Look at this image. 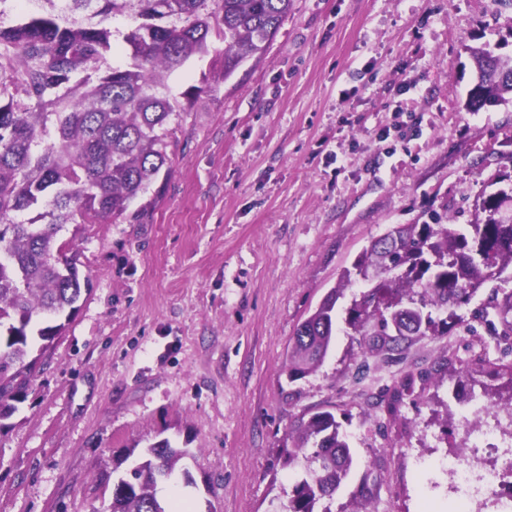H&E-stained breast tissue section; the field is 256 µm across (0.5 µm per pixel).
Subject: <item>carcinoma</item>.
Returning <instances> with one entry per match:
<instances>
[{"instance_id": "obj_1", "label": "carcinoma", "mask_w": 512, "mask_h": 512, "mask_svg": "<svg viewBox=\"0 0 512 512\" xmlns=\"http://www.w3.org/2000/svg\"><path fill=\"white\" fill-rule=\"evenodd\" d=\"M292 0H35L37 13L0 24V428L23 402L43 358L90 295L76 249L58 242L65 224H106L127 217L168 166L166 138L179 118L167 76L209 54L211 36L230 77L261 53L288 16ZM131 25L112 31V20ZM125 52L131 62L113 66ZM476 82L466 108L512 102V57L471 50ZM461 230L448 216L399 224L370 242L316 309L297 327L288 378L319 369L336 335V305L352 293L345 323L362 354L401 359L422 336L448 331L463 307L490 288L473 318L493 336L512 337V289L491 271L512 269V214L488 197ZM38 354H32L33 345ZM283 464L304 460L309 474L286 512H317L348 477L349 437L330 411L299 418ZM187 451L167 439L115 483L110 512H171L157 496Z\"/></svg>"}]
</instances>
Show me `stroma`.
Returning <instances> with one entry per match:
<instances>
[{
    "label": "stroma",
    "instance_id": "35a3bbf8",
    "mask_svg": "<svg viewBox=\"0 0 512 512\" xmlns=\"http://www.w3.org/2000/svg\"><path fill=\"white\" fill-rule=\"evenodd\" d=\"M472 47L512 56V0H292L232 75L211 53L173 71L172 166L133 202L142 219L59 233L92 292L0 429V512H107L100 476L162 438L188 451L162 498L285 512L282 450L318 410L353 453L331 512H448L447 474L415 461L462 443L459 371L485 400L512 395V340L469 332L481 298L397 363L340 322L316 372L292 382L287 364L371 240L435 212L473 223L512 172V104L464 106Z\"/></svg>",
    "mask_w": 512,
    "mask_h": 512
}]
</instances>
